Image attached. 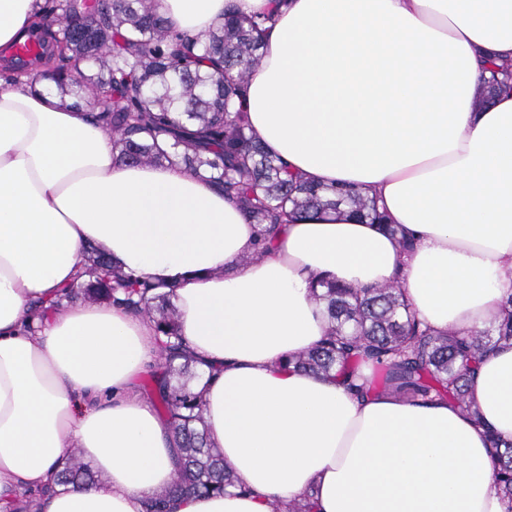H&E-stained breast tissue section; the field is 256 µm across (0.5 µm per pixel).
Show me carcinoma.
I'll return each mask as SVG.
<instances>
[{
  "instance_id": "1",
  "label": "carcinoma",
  "mask_w": 512,
  "mask_h": 512,
  "mask_svg": "<svg viewBox=\"0 0 512 512\" xmlns=\"http://www.w3.org/2000/svg\"><path fill=\"white\" fill-rule=\"evenodd\" d=\"M270 17L230 15L205 38L173 32L151 0H43L30 39L11 47L10 80L20 82L36 65L51 64L50 78L80 101L91 100L96 122L112 137L119 157L136 165L168 162L205 174L259 226L256 252L266 253L276 226L292 213L349 206L361 221L384 223L376 200L351 185L324 188L294 173L257 140L245 119L243 84L261 57L260 35ZM97 73L82 76L81 65ZM476 105L512 89V59L489 63ZM329 329L314 347L288 361L296 370L330 376L368 394L390 391L415 401L446 400L476 424L467 380L480 359L512 345V297L485 331L436 332L409 308L397 283L354 288L322 280ZM173 289L122 271L99 249L89 247L78 279L62 290L56 305L102 299L147 317L165 337L161 371L152 375L154 405L167 419L179 467L168 487L150 498L146 512H171L173 498L222 493L235 486L224 459L208 443L200 394L171 378L196 367L177 332ZM384 372L383 385L365 378L360 366ZM492 484L512 512V443L490 437ZM64 488H89L95 476L79 450L71 451L58 475ZM272 512H315L312 497Z\"/></svg>"
}]
</instances>
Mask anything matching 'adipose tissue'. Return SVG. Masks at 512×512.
<instances>
[{
    "label": "adipose tissue",
    "instance_id": "ef3b65f1",
    "mask_svg": "<svg viewBox=\"0 0 512 512\" xmlns=\"http://www.w3.org/2000/svg\"><path fill=\"white\" fill-rule=\"evenodd\" d=\"M41 0H0V53L25 40ZM204 37L228 12L268 15L244 88L254 136L305 179L363 187L385 226L348 212L295 214L269 251L208 178L132 165L63 101L45 66L0 80V512L50 489L42 512H143L178 454L139 392L157 341L112 304L49 310L97 246L174 289L178 331L205 377L208 442L235 479L172 512H505L489 436L512 441V346L483 357L476 426L445 401L389 391L360 399L287 367L326 334L321 278L399 282L432 329L484 330L512 296V92L475 104L491 58L512 59V0H153ZM105 480L61 490L69 449Z\"/></svg>",
    "mask_w": 512,
    "mask_h": 512
}]
</instances>
